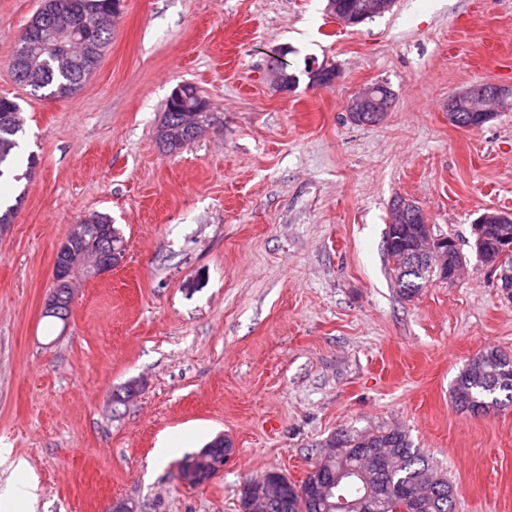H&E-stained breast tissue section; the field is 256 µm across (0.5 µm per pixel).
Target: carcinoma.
<instances>
[{"instance_id": "1", "label": "carcinoma", "mask_w": 512, "mask_h": 512, "mask_svg": "<svg viewBox=\"0 0 512 512\" xmlns=\"http://www.w3.org/2000/svg\"><path fill=\"white\" fill-rule=\"evenodd\" d=\"M116 0H41L37 11L31 16L33 27L40 30L45 41L56 40L57 32L49 22L58 14L70 9L76 15L93 17L112 12ZM112 26L97 27L88 38L85 60L79 67L61 69L50 54L42 56L44 64L43 82L30 86V93L43 97L65 98L97 69L109 44ZM197 104L191 97L185 101L166 100L163 117L156 136L169 152H177L195 141L193 132H201L212 119L210 112H185L183 108ZM10 115V127L0 128V177L4 168L13 160L14 150L19 147L17 137L24 130V118L19 103L13 99L0 98V115ZM85 242L96 239L97 225L112 223L106 213L92 212L87 219ZM488 246L486 265L499 263L502 252L498 224L486 225ZM387 255L394 267V278L399 295L411 301L419 296L431 282L430 274L406 273L407 258L414 256L412 239L395 232L390 225L386 240ZM503 352L488 348L478 353L456 377L451 388V399L455 407L475 415L491 412L492 403H512V387L500 385L501 375L507 365L502 361ZM336 455L322 467L323 478L329 479L341 472H354L342 480L348 512H452L455 488L448 476L434 465L428 456L414 447L410 436L401 428L377 431H339L335 433ZM268 494L267 512H336V498H326L319 492H308L300 497L294 484L283 482Z\"/></svg>"}]
</instances>
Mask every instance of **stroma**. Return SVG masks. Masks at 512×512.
Returning a JSON list of instances; mask_svg holds the SVG:
<instances>
[{
	"label": "stroma",
	"mask_w": 512,
	"mask_h": 512,
	"mask_svg": "<svg viewBox=\"0 0 512 512\" xmlns=\"http://www.w3.org/2000/svg\"><path fill=\"white\" fill-rule=\"evenodd\" d=\"M40 3L0 0V97L23 110L18 155L39 159L0 178L16 210L0 226V448L32 469V512H240L245 481L301 483L337 431L396 425L455 485L454 512H512V404L473 416L450 398L478 352L512 354V301L471 234L512 211V109L448 120L451 96L512 86V0H396L347 28L326 0H122L98 68L60 99L9 64ZM279 50L341 78L279 90ZM183 82L215 121L170 153L156 130ZM383 82L385 121L353 122L349 99ZM400 199L464 263L410 302L384 247ZM95 211L125 257L51 321L55 252ZM220 434L223 473L182 484L179 464Z\"/></svg>",
	"instance_id": "stroma-1"
}]
</instances>
